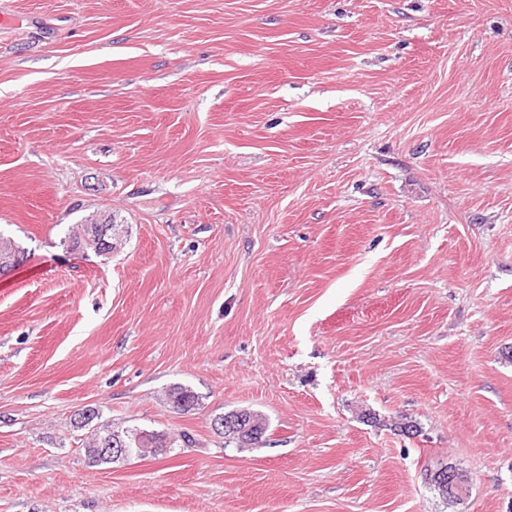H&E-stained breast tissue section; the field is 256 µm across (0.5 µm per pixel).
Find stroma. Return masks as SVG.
<instances>
[{
    "instance_id": "35a3bbf8",
    "label": "stroma",
    "mask_w": 512,
    "mask_h": 512,
    "mask_svg": "<svg viewBox=\"0 0 512 512\" xmlns=\"http://www.w3.org/2000/svg\"><path fill=\"white\" fill-rule=\"evenodd\" d=\"M2 11L0 512H512V0ZM85 407L192 442L92 466ZM87 225L81 224V232L79 234L70 233L68 237H65L61 242L66 247L67 252H78L84 253L85 250H92L94 254L99 256L107 255L112 253V249L116 248L118 240L113 238L112 231L105 237H99L96 233H93L90 240L86 239ZM176 399H183L186 402V406L182 410H178L174 405ZM167 400L171 405L172 409L176 412L179 411L182 414H186L192 410H195L197 406L201 404V396L193 391L190 387L184 385H173L167 391ZM174 410V411H175ZM248 421L252 423L251 412L248 409H245L243 412L238 413L236 418L226 417L224 419V415L215 416L212 426L215 431H237L239 435L236 437L241 440V435L246 433L248 430Z\"/></svg>"
}]
</instances>
